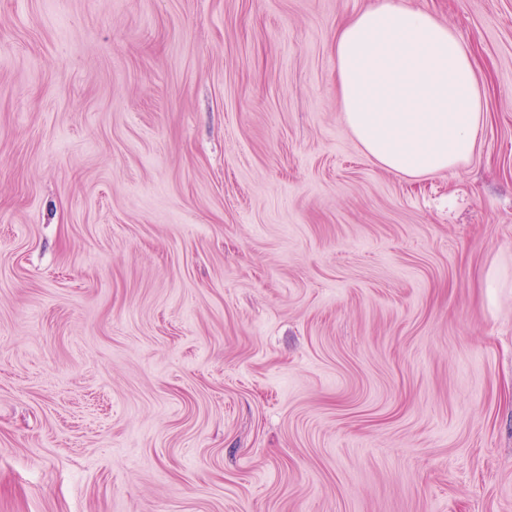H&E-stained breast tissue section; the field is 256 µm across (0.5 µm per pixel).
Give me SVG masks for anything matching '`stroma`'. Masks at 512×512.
Instances as JSON below:
<instances>
[{"mask_svg":"<svg viewBox=\"0 0 512 512\" xmlns=\"http://www.w3.org/2000/svg\"><path fill=\"white\" fill-rule=\"evenodd\" d=\"M370 0H0V512H512V0L470 160L345 131Z\"/></svg>","mask_w":512,"mask_h":512,"instance_id":"stroma-1","label":"stroma"}]
</instances>
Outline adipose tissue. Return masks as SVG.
I'll use <instances>...</instances> for the list:
<instances>
[{
  "instance_id": "obj_1",
  "label": "adipose tissue",
  "mask_w": 512,
  "mask_h": 512,
  "mask_svg": "<svg viewBox=\"0 0 512 512\" xmlns=\"http://www.w3.org/2000/svg\"><path fill=\"white\" fill-rule=\"evenodd\" d=\"M334 55L345 129L382 168L418 178L473 155L483 95L473 52L452 28L373 0L338 28Z\"/></svg>"
}]
</instances>
